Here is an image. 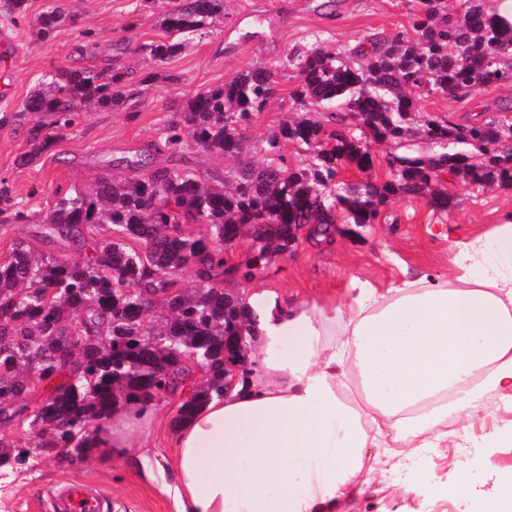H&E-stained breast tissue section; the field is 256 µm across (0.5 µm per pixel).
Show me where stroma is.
I'll use <instances>...</instances> for the list:
<instances>
[{
	"instance_id": "1",
	"label": "stroma",
	"mask_w": 512,
	"mask_h": 512,
	"mask_svg": "<svg viewBox=\"0 0 512 512\" xmlns=\"http://www.w3.org/2000/svg\"><path fill=\"white\" fill-rule=\"evenodd\" d=\"M76 22H61L46 40L36 38L30 24L0 20V31L13 42L8 65L0 64V180L24 201L25 220L0 224V260L17 240L38 251L80 259L67 242L43 241L40 224L57 188L92 189L104 172L127 177L122 159L134 157L160 141L166 120L196 93L223 85L255 61L274 63L290 50L311 42L338 52L349 50L378 34L390 35L409 24L416 0H338L335 9L323 0H224V12L208 33L178 56L155 63L145 43L161 36L157 11L143 0H67ZM113 64L129 73L138 97L116 106L83 114L78 125L58 132L51 150L38 161L19 165L29 149L26 130L31 116L22 104L37 80L56 67H103ZM295 83L283 73L281 91L255 119L245 140L255 141L288 120L293 104L288 94ZM420 111L463 127L500 115L512 107V84L476 88L461 98L433 95L417 101ZM188 166L207 174L225 173L249 164L265 166L268 158L255 148L236 159L202 151L185 156ZM456 201L451 214L437 211L426 198L393 197L375 224L336 225L328 234L308 225L294 249L272 262L260 263L252 277L225 281L233 293L250 296L267 291L279 301L295 299L346 303L350 277L385 288L401 276L402 268L454 277L449 243L438 230L454 226L468 238L491 234L512 212V189L478 187L447 180ZM181 401L166 396L157 402L158 421L146 438L153 470L168 469L175 450L171 430ZM504 422L487 417L475 428L474 440L462 448L445 449L443 457L422 455L410 461L381 457L369 474L365 490L343 512H480L481 505L512 483V447L486 448L483 438ZM472 475V489L463 499H438L429 487L448 480L456 467ZM423 476L414 493L392 492L410 472ZM75 484L103 487L112 499L111 512H172L169 500L148 481L140 467L114 459L111 449L98 448L89 458L62 463L32 449L28 466L0 477V512H53L56 495Z\"/></svg>"
}]
</instances>
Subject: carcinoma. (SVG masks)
Instances as JSON below:
<instances>
[{"instance_id": "carcinoma-1", "label": "carcinoma", "mask_w": 512, "mask_h": 512, "mask_svg": "<svg viewBox=\"0 0 512 512\" xmlns=\"http://www.w3.org/2000/svg\"><path fill=\"white\" fill-rule=\"evenodd\" d=\"M487 0H417L411 29L368 40L370 49L332 53L313 44L274 64L256 63L235 79L189 98L165 126L157 153L188 147L219 156L243 150L239 130L249 128L280 92V69L296 71L289 99L299 109L335 116L328 130L307 116L290 120L260 138V151L277 157L265 168L248 165L206 179L178 158L154 165L151 154L125 160L137 175L116 180L105 174L85 192L57 193L41 237L63 240L85 253L82 261L38 254L20 240L0 262V422L28 424L36 447L64 461L95 448L96 425L120 402L143 407L173 391L189 366L203 363L209 378L191 388L178 416L224 396V337L249 330L251 317L239 299L220 287L224 242L239 235L288 239L291 224L362 227L375 223L396 196L427 197L441 212L455 206L443 176L472 185L512 188V119L492 117L458 130L416 114L418 95L466 96L477 87L512 83V24L504 25ZM224 10V0H175L161 9L163 34L146 45L164 62L206 34ZM28 15V0H0V16L12 23ZM66 14L57 7L32 21L50 38ZM138 94L127 74L114 67H56L43 75L22 111L47 115L68 129L90 107H107ZM362 134L348 130L354 120ZM190 139H184L185 135ZM25 166L53 145L47 125L31 122ZM427 138L431 152L405 148L389 158L390 178L351 184L329 193L339 169L372 167L369 140L395 145ZM313 150L304 166L288 164L284 145ZM26 218L6 182L0 181V223ZM92 224L115 227L117 238L86 234ZM184 224H205L208 233L188 234ZM143 247L128 249L123 238ZM195 269L192 291L177 287L183 268ZM161 302L164 314L144 327L138 303ZM46 383L41 406L25 415L30 382ZM31 453L0 439V473L16 471Z\"/></svg>"}]
</instances>
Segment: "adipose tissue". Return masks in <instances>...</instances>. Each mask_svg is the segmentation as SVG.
I'll return each instance as SVG.
<instances>
[{"label":"adipose tissue","mask_w":512,"mask_h":512,"mask_svg":"<svg viewBox=\"0 0 512 512\" xmlns=\"http://www.w3.org/2000/svg\"><path fill=\"white\" fill-rule=\"evenodd\" d=\"M449 251L456 277L409 272L382 291L354 279L343 309L253 295L254 369L174 427L173 512H337L376 450L455 447L457 423L512 413V213ZM153 419L114 407L95 442L139 462Z\"/></svg>","instance_id":"adipose-tissue-1"}]
</instances>
